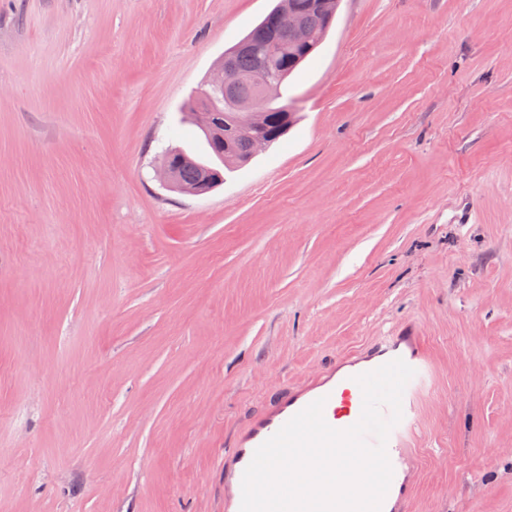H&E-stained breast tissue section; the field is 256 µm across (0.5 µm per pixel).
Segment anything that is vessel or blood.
<instances>
[{"instance_id": "1", "label": "vessel or blood", "mask_w": 512, "mask_h": 512, "mask_svg": "<svg viewBox=\"0 0 512 512\" xmlns=\"http://www.w3.org/2000/svg\"><path fill=\"white\" fill-rule=\"evenodd\" d=\"M403 359L415 371L402 395V418L388 436L386 450L393 469L381 512H403L410 494L407 474L414 457L412 439L416 433L419 403L430 381V366L413 331L405 330L380 340L365 358L346 361L312 374L300 387H287L247 423L224 453V512H240L242 478L256 449L293 416L316 400H324L323 416L333 428L344 430L360 418L363 394L356 378L393 359Z\"/></svg>"}]
</instances>
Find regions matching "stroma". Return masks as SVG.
I'll return each mask as SVG.
<instances>
[{
    "label": "stroma",
    "mask_w": 512,
    "mask_h": 512,
    "mask_svg": "<svg viewBox=\"0 0 512 512\" xmlns=\"http://www.w3.org/2000/svg\"><path fill=\"white\" fill-rule=\"evenodd\" d=\"M276 0H0V512H223L282 386L415 324L406 512H512V0H341L286 136L162 184Z\"/></svg>",
    "instance_id": "1"
}]
</instances>
